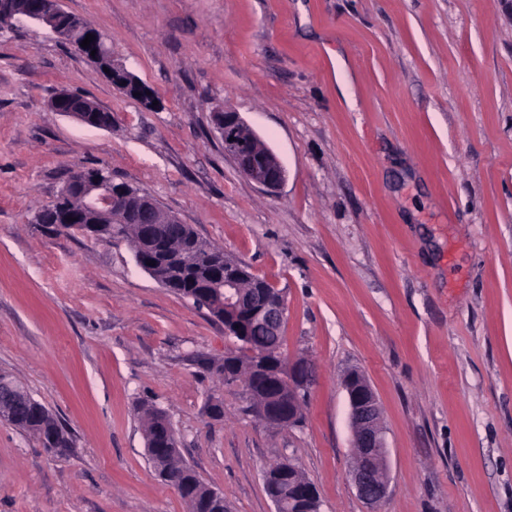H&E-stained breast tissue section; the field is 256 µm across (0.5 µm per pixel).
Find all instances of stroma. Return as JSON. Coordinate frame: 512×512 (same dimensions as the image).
I'll list each match as a JSON object with an SVG mask.
<instances>
[{"mask_svg":"<svg viewBox=\"0 0 512 512\" xmlns=\"http://www.w3.org/2000/svg\"><path fill=\"white\" fill-rule=\"evenodd\" d=\"M61 6L157 103L49 31H0V373L73 439L50 455L0 421V512H188L146 457L144 400L232 512H273L263 472L281 460L320 512H369L349 476L352 368L383 412L381 512H512V0ZM63 91L111 129L50 111ZM218 109L277 155L276 193L225 153ZM75 166L109 170L283 289L282 352L316 368L302 424L261 423L240 386L199 367L239 341L125 240L34 223Z\"/></svg>","mask_w":512,"mask_h":512,"instance_id":"35a3bbf8","label":"stroma"}]
</instances>
